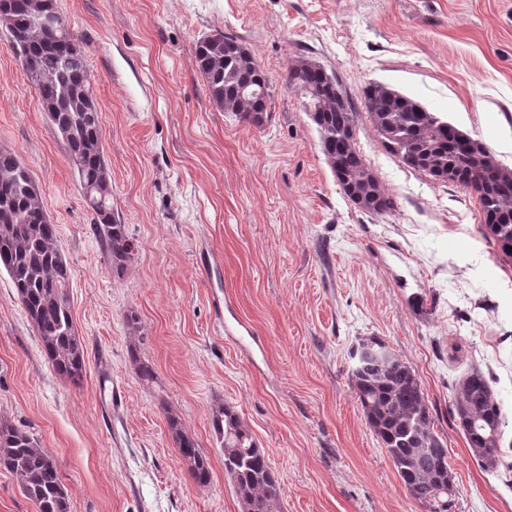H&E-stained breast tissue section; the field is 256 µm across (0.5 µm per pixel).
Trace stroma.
I'll return each mask as SVG.
<instances>
[{
    "mask_svg": "<svg viewBox=\"0 0 512 512\" xmlns=\"http://www.w3.org/2000/svg\"><path fill=\"white\" fill-rule=\"evenodd\" d=\"M94 75L112 211L135 249L113 271L68 150L0 25V149L23 161L71 269L86 344L58 375L0 272V418L59 464L69 512H242L212 412L235 407L282 487L281 512H427L349 384L378 336L411 366L448 450L456 512H512V260L475 194L406 167L363 89L406 94L512 168V0H55ZM222 32L269 80L256 126L219 108L196 60ZM306 58L360 114L356 143L396 200L372 215L343 193L288 85ZM149 366L153 381L143 380ZM480 369L501 404L488 471L451 418ZM205 452L192 478L170 418Z\"/></svg>",
    "mask_w": 512,
    "mask_h": 512,
    "instance_id": "obj_1",
    "label": "stroma"
}]
</instances>
